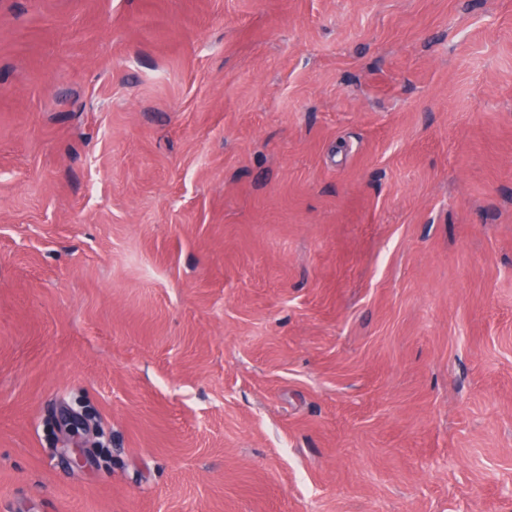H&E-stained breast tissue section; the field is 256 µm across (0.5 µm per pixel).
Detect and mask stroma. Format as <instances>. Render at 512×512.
I'll list each match as a JSON object with an SVG mask.
<instances>
[{
    "label": "stroma",
    "mask_w": 512,
    "mask_h": 512,
    "mask_svg": "<svg viewBox=\"0 0 512 512\" xmlns=\"http://www.w3.org/2000/svg\"><path fill=\"white\" fill-rule=\"evenodd\" d=\"M0 512H512V0H0Z\"/></svg>",
    "instance_id": "obj_1"
}]
</instances>
